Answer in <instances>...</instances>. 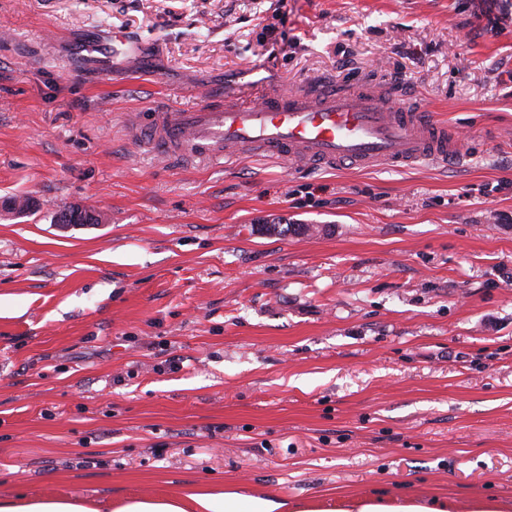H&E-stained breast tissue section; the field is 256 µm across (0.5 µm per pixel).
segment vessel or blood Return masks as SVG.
<instances>
[{
    "mask_svg": "<svg viewBox=\"0 0 512 512\" xmlns=\"http://www.w3.org/2000/svg\"><path fill=\"white\" fill-rule=\"evenodd\" d=\"M114 49L85 43L78 61L112 66ZM160 156L218 162L250 150L288 162L349 163L400 168L422 160L462 159L458 136L421 104L387 106L370 89L338 87L314 92L268 88L256 101L209 98L190 111L150 110L137 133Z\"/></svg>",
    "mask_w": 512,
    "mask_h": 512,
    "instance_id": "1",
    "label": "vessel or blood"
}]
</instances>
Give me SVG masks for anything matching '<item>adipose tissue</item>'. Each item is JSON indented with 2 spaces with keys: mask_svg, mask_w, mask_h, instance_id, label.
Here are the masks:
<instances>
[{
  "mask_svg": "<svg viewBox=\"0 0 512 512\" xmlns=\"http://www.w3.org/2000/svg\"><path fill=\"white\" fill-rule=\"evenodd\" d=\"M114 512H288L286 501L267 496L245 495L224 489L186 490L177 498L122 501ZM346 512H448L438 499L364 496L353 501Z\"/></svg>",
  "mask_w": 512,
  "mask_h": 512,
  "instance_id": "ef3b65f1",
  "label": "adipose tissue"
}]
</instances>
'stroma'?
Instances as JSON below:
<instances>
[{"label":"stroma","instance_id":"stroma-1","mask_svg":"<svg viewBox=\"0 0 512 512\" xmlns=\"http://www.w3.org/2000/svg\"><path fill=\"white\" fill-rule=\"evenodd\" d=\"M115 36L139 53L71 63ZM323 82L420 101L464 160L186 165L131 137L155 105ZM10 197L0 501L512 504V0H0Z\"/></svg>","mask_w":512,"mask_h":512}]
</instances>
